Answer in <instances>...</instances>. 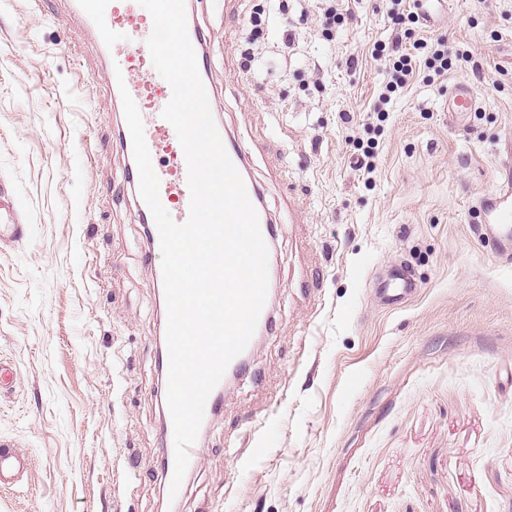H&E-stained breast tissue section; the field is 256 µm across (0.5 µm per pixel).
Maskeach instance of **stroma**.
<instances>
[{
	"label": "stroma",
	"instance_id": "obj_1",
	"mask_svg": "<svg viewBox=\"0 0 512 512\" xmlns=\"http://www.w3.org/2000/svg\"><path fill=\"white\" fill-rule=\"evenodd\" d=\"M447 2L416 35L463 58L394 99L367 173L388 0H193L215 118L277 238L273 326L173 500L162 255L123 177V107L71 0H0V188L28 226L0 246V362L17 373L0 443L31 460L0 512H512V267L474 208L512 140V0ZM460 82L475 110L452 129ZM397 269L416 291L389 307L376 286ZM167 427H166V442L163 448L164 455L166 456L167 463L166 468L164 470V479L167 492L170 495V484L174 471V460H175V452H174V433H173V422L170 411L167 406Z\"/></svg>",
	"mask_w": 512,
	"mask_h": 512
}]
</instances>
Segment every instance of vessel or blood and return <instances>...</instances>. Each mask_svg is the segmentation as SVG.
Returning <instances> with one entry per match:
<instances>
[{
    "label": "vessel or blood",
    "mask_w": 512,
    "mask_h": 512,
    "mask_svg": "<svg viewBox=\"0 0 512 512\" xmlns=\"http://www.w3.org/2000/svg\"><path fill=\"white\" fill-rule=\"evenodd\" d=\"M90 21L98 30L101 47L110 46L112 32H123L128 38L124 49L111 48V59L116 62L119 72H108L109 84L124 80L134 100L149 99L148 112L143 113L145 139L151 157L161 153L172 156L171 163L155 166L159 178V198L174 222H185L189 216L190 191L188 171L183 149L177 136L172 135L171 125L161 117V113L172 96V89L165 79L153 78L147 65L151 61L147 39L153 28L150 17L133 8L131 0H83ZM474 108V99L468 86H456L449 94L443 109L448 114L449 125H458L462 117ZM119 144L129 162L125 172L127 183L139 182V173L132 162V140L127 125H120ZM0 207L11 211V220L0 217V244H10L25 239L28 227L22 224L19 216L14 215L15 205L11 200L0 202ZM481 218L480 233L491 242L495 250L496 261L504 266L512 264V177L499 184L495 193L482 197L478 203ZM413 289L411 280L397 273L384 283L379 284L378 291L388 304L402 303ZM29 459L26 455L11 448L0 446V484L9 485L14 478L26 471Z\"/></svg>",
    "instance_id": "obj_1"
}]
</instances>
